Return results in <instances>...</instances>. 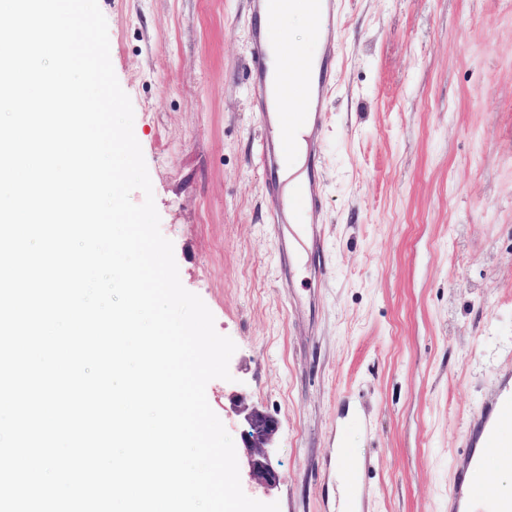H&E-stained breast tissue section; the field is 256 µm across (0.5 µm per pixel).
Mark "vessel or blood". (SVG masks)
<instances>
[{"label": "vessel or blood", "mask_w": 512, "mask_h": 512, "mask_svg": "<svg viewBox=\"0 0 512 512\" xmlns=\"http://www.w3.org/2000/svg\"><path fill=\"white\" fill-rule=\"evenodd\" d=\"M312 8L316 28L333 26L336 21V0H250V9L256 19L251 33L250 74L255 88L266 91L268 75L277 78V96L274 116H263V158L272 165L292 158L295 144L290 130L312 120L322 126L323 110H309L310 102L326 101L332 83L326 56L310 53L304 56L278 55L271 57L270 46L277 40L278 15L288 8ZM288 215L301 219L305 208L322 205L313 179L299 180L288 186ZM512 426V386H504L499 397L490 406L476 412L469 423L466 451L462 459L465 468L491 465L512 470V438L506 430ZM355 458L352 449L339 446L337 464L345 476L340 512H354L363 482L351 467ZM451 512H512V495H504L492 488H476L456 484L449 496Z\"/></svg>", "instance_id": "1"}]
</instances>
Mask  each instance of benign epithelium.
<instances>
[{
	"instance_id": "7a95c632",
	"label": "benign epithelium",
	"mask_w": 512,
	"mask_h": 512,
	"mask_svg": "<svg viewBox=\"0 0 512 512\" xmlns=\"http://www.w3.org/2000/svg\"><path fill=\"white\" fill-rule=\"evenodd\" d=\"M236 413L243 416L247 425L243 435L247 476L252 483L269 491L280 481L269 463L274 436L279 428L278 421L255 409H238Z\"/></svg>"
}]
</instances>
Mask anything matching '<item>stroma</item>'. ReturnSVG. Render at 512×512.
Masks as SVG:
<instances>
[{"mask_svg": "<svg viewBox=\"0 0 512 512\" xmlns=\"http://www.w3.org/2000/svg\"><path fill=\"white\" fill-rule=\"evenodd\" d=\"M182 285L236 344L209 405L279 422L280 512H448L472 414L512 371V0H338L322 47L319 248L278 220L247 0H98ZM355 460V453L351 448H346L340 443L337 449V464L339 470L345 475L342 500L339 497L341 510L337 512H356L354 504L359 500L361 489H364L361 477L351 468V462Z\"/></svg>", "mask_w": 512, "mask_h": 512, "instance_id": "stroma-1", "label": "stroma"}]
</instances>
